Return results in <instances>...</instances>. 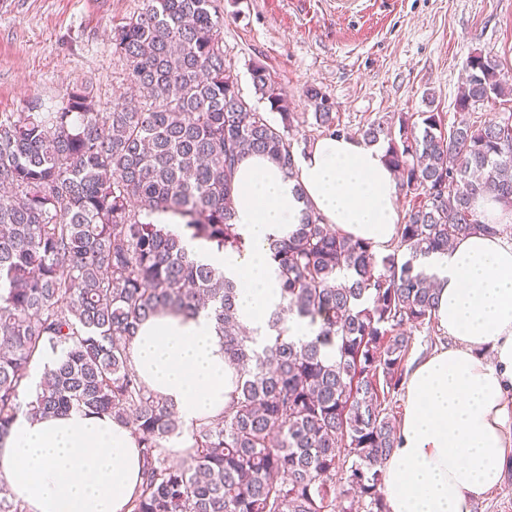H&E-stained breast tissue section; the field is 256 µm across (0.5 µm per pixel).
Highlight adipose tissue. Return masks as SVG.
Here are the masks:
<instances>
[{
  "mask_svg": "<svg viewBox=\"0 0 512 512\" xmlns=\"http://www.w3.org/2000/svg\"><path fill=\"white\" fill-rule=\"evenodd\" d=\"M288 179L266 156L239 163L233 183L242 252L185 238L189 256L239 286L238 314L256 339L281 302L273 237L301 224L306 208L341 234L384 251L402 220L386 149L352 136L317 138ZM436 283L434 318L449 346L408 372L396 446L381 467L389 512H471L512 465V245L479 232L420 260ZM145 385L175 406L184 426L218 415L237 373L209 311L162 312L128 346ZM132 428L107 413L19 412L0 440V485L26 512H128L141 483Z\"/></svg>",
  "mask_w": 512,
  "mask_h": 512,
  "instance_id": "obj_1",
  "label": "adipose tissue"
}]
</instances>
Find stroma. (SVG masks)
<instances>
[{"mask_svg":"<svg viewBox=\"0 0 512 512\" xmlns=\"http://www.w3.org/2000/svg\"><path fill=\"white\" fill-rule=\"evenodd\" d=\"M146 0H0V113L28 112L86 86L97 108L127 91L113 55V23ZM224 61L242 95L276 118L254 93L261 62L284 88L294 150L319 137L304 91L319 88L336 119L356 132L392 113H446L469 56L493 55L512 76V0H217Z\"/></svg>","mask_w":512,"mask_h":512,"instance_id":"obj_1","label":"stroma"}]
</instances>
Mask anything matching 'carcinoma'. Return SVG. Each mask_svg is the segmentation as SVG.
<instances>
[{
	"label": "carcinoma",
	"mask_w": 512,
	"mask_h": 512,
	"mask_svg": "<svg viewBox=\"0 0 512 512\" xmlns=\"http://www.w3.org/2000/svg\"><path fill=\"white\" fill-rule=\"evenodd\" d=\"M215 0H147L112 26L138 105L101 112L83 86L62 103L0 113V439L22 410L107 412L138 435L141 486L130 512H388L381 461L396 446L391 395L404 381L412 329L434 320L430 276L396 252L444 250L485 232L480 195L512 212V114L446 124L441 112L399 113L360 130L387 145L410 196L394 252L378 257L307 209L269 242L282 304L258 341L237 318V285L192 259L168 214L219 251L242 252L231 193L248 152L296 177L288 133L297 120L275 76L251 66L276 123L240 93L224 64ZM456 111L512 95L498 61L465 65ZM305 96L324 135L341 136L320 89ZM210 307L236 389L215 419L184 429L130 363L138 325L166 309ZM315 336H288L292 317ZM59 355L21 403L32 362ZM188 436L185 460L167 443Z\"/></svg>",
	"instance_id": "1"
}]
</instances>
